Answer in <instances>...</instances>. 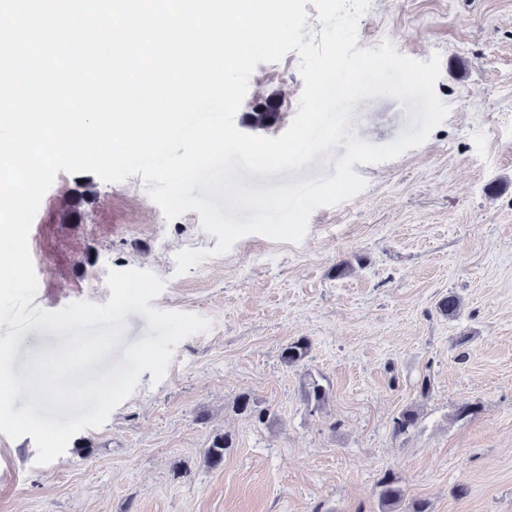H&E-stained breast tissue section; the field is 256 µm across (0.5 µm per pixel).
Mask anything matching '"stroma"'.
<instances>
[{
    "mask_svg": "<svg viewBox=\"0 0 512 512\" xmlns=\"http://www.w3.org/2000/svg\"><path fill=\"white\" fill-rule=\"evenodd\" d=\"M385 39L416 60L439 54L435 91L449 113L422 145L354 164L364 190L316 209L300 242L248 235L181 275L179 251L217 244L197 212L166 220L138 175L107 183L58 172L28 238L41 260L33 306L106 303L109 269L135 268L165 283L152 307L211 326L176 345L160 381L143 372L106 422L54 461L37 463L31 437L0 433V512H383L387 477L431 512H512V0H370L357 46ZM298 64L294 51L258 64L235 115L241 132L289 127ZM256 112L274 119L255 125ZM409 127L386 96L359 100L349 124L376 145ZM345 152L243 181L328 177ZM451 294L460 307L448 316L438 304ZM125 321L90 375L149 336L143 315ZM300 339L308 357L286 366L283 348ZM63 341L26 330L15 374ZM312 377L328 390L317 409L301 396ZM242 394L268 418L237 412ZM466 405L473 414L460 416ZM408 409L416 426L395 433ZM218 433L232 446L212 468L204 451Z\"/></svg>",
    "mask_w": 512,
    "mask_h": 512,
    "instance_id": "obj_1",
    "label": "stroma"
}]
</instances>
